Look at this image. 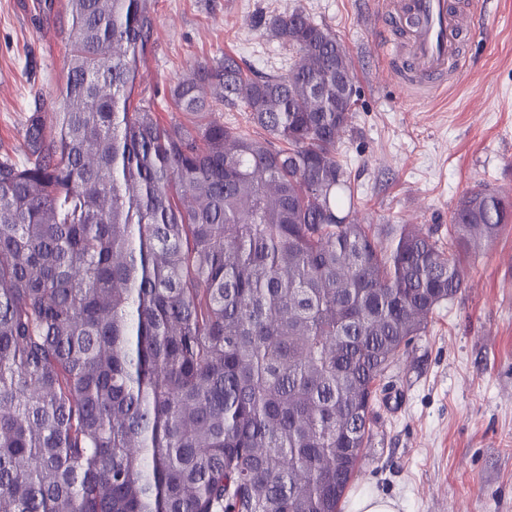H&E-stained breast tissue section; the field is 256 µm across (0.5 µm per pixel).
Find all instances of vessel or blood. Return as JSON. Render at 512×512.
Here are the masks:
<instances>
[{"mask_svg":"<svg viewBox=\"0 0 512 512\" xmlns=\"http://www.w3.org/2000/svg\"><path fill=\"white\" fill-rule=\"evenodd\" d=\"M398 7L412 20L406 49L412 87L428 96L446 90L452 70L464 65L460 41L471 29L468 13L450 7L448 0H400Z\"/></svg>","mask_w":512,"mask_h":512,"instance_id":"b4317fda","label":"vessel or blood"}]
</instances>
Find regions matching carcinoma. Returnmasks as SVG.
<instances>
[{
    "label": "carcinoma",
    "instance_id": "cac0c4a2",
    "mask_svg": "<svg viewBox=\"0 0 512 512\" xmlns=\"http://www.w3.org/2000/svg\"><path fill=\"white\" fill-rule=\"evenodd\" d=\"M153 2L67 0L56 111L0 156V512H341L377 382L512 201L468 192L446 247L353 223V67L300 6L259 19L287 73L200 62L161 125ZM213 109L216 117L224 121V124L237 128V131L241 134L250 137L260 136V131L254 125L248 122L245 112H228L221 101L218 99H212ZM259 133V134H258Z\"/></svg>",
    "mask_w": 512,
    "mask_h": 512
}]
</instances>
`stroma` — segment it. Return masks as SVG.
Wrapping results in <instances>:
<instances>
[{
    "label": "stroma",
    "instance_id": "stroma-1",
    "mask_svg": "<svg viewBox=\"0 0 512 512\" xmlns=\"http://www.w3.org/2000/svg\"><path fill=\"white\" fill-rule=\"evenodd\" d=\"M67 0H0V155L22 160L32 113L52 109L66 73ZM382 0H156L139 90L161 124L184 121L168 89L198 61L231 54L259 71L288 55L254 22L302 5L355 66L356 114L338 143L364 224L447 236L470 190L512 195V0H484L446 92L406 88L389 56L409 28L376 20ZM466 286L391 364L350 491L400 512H512V224L466 260Z\"/></svg>",
    "mask_w": 512,
    "mask_h": 512
}]
</instances>
